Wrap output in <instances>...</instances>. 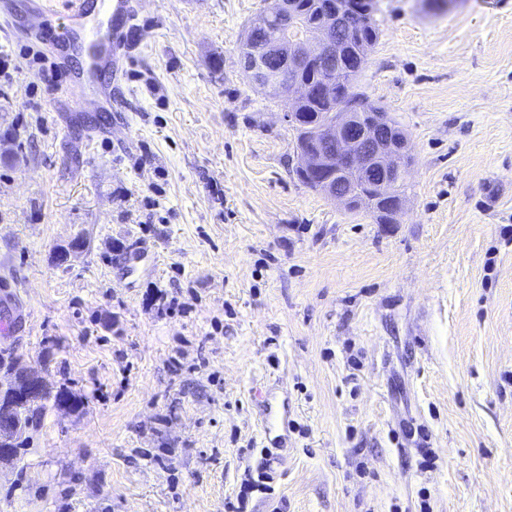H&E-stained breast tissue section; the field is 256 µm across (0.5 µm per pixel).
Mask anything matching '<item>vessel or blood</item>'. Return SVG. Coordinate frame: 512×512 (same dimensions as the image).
<instances>
[{
	"mask_svg": "<svg viewBox=\"0 0 512 512\" xmlns=\"http://www.w3.org/2000/svg\"><path fill=\"white\" fill-rule=\"evenodd\" d=\"M27 20L18 22L14 0H0V36L21 37L55 52L78 46L83 66L60 87V109L78 104L80 110L112 114L126 109L112 82L130 58L135 40L136 0H27ZM27 310L12 291L10 279L0 280V334L14 333ZM259 423L271 449L287 448L290 421L286 392L268 389Z\"/></svg>",
	"mask_w": 512,
	"mask_h": 512,
	"instance_id": "vessel-or-blood-1",
	"label": "vessel or blood"
}]
</instances>
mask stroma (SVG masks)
<instances>
[{
	"label": "stroma",
	"mask_w": 512,
	"mask_h": 512,
	"mask_svg": "<svg viewBox=\"0 0 512 512\" xmlns=\"http://www.w3.org/2000/svg\"><path fill=\"white\" fill-rule=\"evenodd\" d=\"M267 5L144 0L108 133L10 40L0 269L31 315L0 355L83 404L21 433L0 512H512V0H373L355 90L409 140L396 224L298 178L238 52ZM261 403L259 423L264 438L270 445L265 448L283 451L288 448L290 430L288 395L284 391L270 388Z\"/></svg>",
	"instance_id": "obj_1"
}]
</instances>
